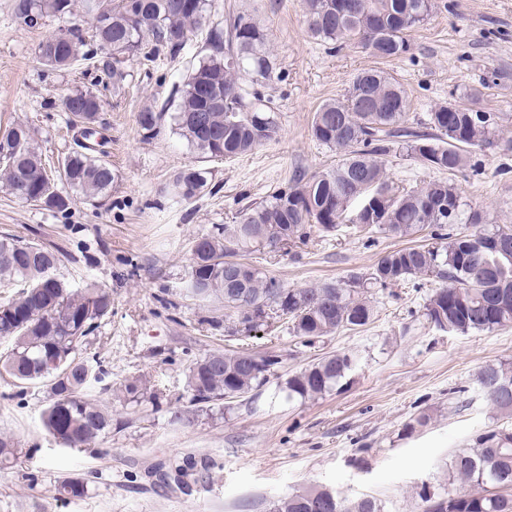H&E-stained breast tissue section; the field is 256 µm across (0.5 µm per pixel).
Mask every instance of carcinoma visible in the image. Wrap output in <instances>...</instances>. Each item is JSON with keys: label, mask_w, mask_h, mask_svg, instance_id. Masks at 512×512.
Wrapping results in <instances>:
<instances>
[{"label": "carcinoma", "mask_w": 512, "mask_h": 512, "mask_svg": "<svg viewBox=\"0 0 512 512\" xmlns=\"http://www.w3.org/2000/svg\"><path fill=\"white\" fill-rule=\"evenodd\" d=\"M214 0H16L15 17L27 26L28 13L44 19L73 20L64 31L68 39L46 36L38 46L40 63L68 68L87 59L86 36L74 22L88 21L92 38L105 53L101 65L113 88L126 78L124 64L140 54L145 39L176 57L207 21ZM432 0H305L306 22L312 37L336 47L357 44L373 55L397 59L411 49L409 33L431 14ZM208 54L194 66L178 90L173 120L179 135L196 152L210 158L248 154L279 133L276 111L251 90L254 76L269 80L276 56L268 33L250 15L237 14L227 30L213 29ZM355 75L345 96L324 101L314 112L310 132L317 142L336 151V165L300 176L258 205L243 209L238 220L217 232L196 237L190 271L183 281L184 296L224 307L230 335L251 336L273 313L288 319L289 330L303 344L335 332L357 330L373 321V290L423 279L438 283L424 304L423 316L436 328L467 334L512 326V226L481 225L473 211L460 231L462 197L449 181H431L407 191L397 190L382 157L393 139L430 168L451 174L464 170L469 149L493 145L498 123L491 112L471 107L450 112L444 104L429 113L434 132L405 126L409 100L402 84L389 72L369 69ZM215 92L206 106L199 87ZM104 102L90 90L62 97L67 122L86 135ZM162 113L151 106L137 117L143 136L152 138ZM16 145L0 155V186L15 198L42 208L65 212L68 191L87 197L112 189L116 173L104 152L80 145L46 168L33 144L30 128L16 123L7 129ZM176 194L191 200L207 187L204 172L195 167L179 171ZM350 223L367 234L410 237L431 227L435 243L409 246L381 257L364 275L346 282H326L304 288L285 287L249 263L240 284L232 282L228 265L257 246L304 242L317 229L332 232ZM56 252L37 242L0 235V284H23L16 298L0 302V339L13 342L0 356V373L18 383L41 382L48 400L41 413L43 429L62 447L88 451L112 432V415L85 390L98 370L82 355L90 332L112 316V293L95 280L79 289L57 273ZM280 361L248 349L211 352L188 367L191 404L255 396L274 375ZM357 357L340 352L288 378V398L315 399L331 392L354 369ZM490 404L512 412V366L487 365L477 374ZM117 397L138 405L154 398L142 380L122 383ZM20 461L15 439L0 435V463ZM450 476L464 485L459 492L420 494L421 512H512V427L495 426L478 432L469 451L456 456ZM86 485L78 478L58 483V496H81ZM272 512H381L371 497L348 499L328 489H302L272 504Z\"/></svg>", "instance_id": "1"}]
</instances>
